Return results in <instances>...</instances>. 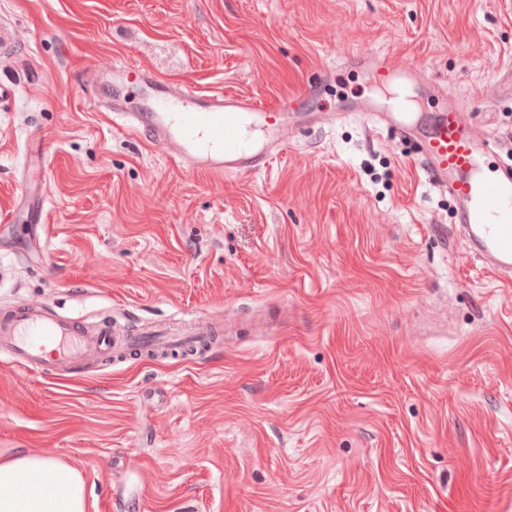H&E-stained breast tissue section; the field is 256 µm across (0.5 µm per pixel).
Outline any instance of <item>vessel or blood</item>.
Returning a JSON list of instances; mask_svg holds the SVG:
<instances>
[{
  "instance_id": "obj_1",
  "label": "vessel or blood",
  "mask_w": 512,
  "mask_h": 512,
  "mask_svg": "<svg viewBox=\"0 0 512 512\" xmlns=\"http://www.w3.org/2000/svg\"><path fill=\"white\" fill-rule=\"evenodd\" d=\"M110 71L113 81L130 77L153 92L150 104L134 112L113 98L112 111L122 117L117 131L166 144L177 167L237 177L264 169L294 142L291 97L267 106L240 94L199 92L123 63L113 64ZM373 71L377 83L387 89L386 101L379 110L361 106L362 116L418 143V160L430 181L447 188L455 202V222L469 255L479 258L501 282L511 283L512 167L487 165V158L497 152L496 140L478 133L454 102L443 104L427 126L399 121L420 85L418 65L399 66L383 56L375 58ZM143 343L140 336H113L105 324L87 328L40 304L22 303L0 312V352L8 351L10 362L27 371H69L76 361L126 352Z\"/></svg>"
}]
</instances>
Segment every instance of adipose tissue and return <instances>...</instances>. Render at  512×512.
Wrapping results in <instances>:
<instances>
[{
    "label": "adipose tissue",
    "instance_id": "1",
    "mask_svg": "<svg viewBox=\"0 0 512 512\" xmlns=\"http://www.w3.org/2000/svg\"><path fill=\"white\" fill-rule=\"evenodd\" d=\"M85 483L72 465L29 452L0 461V512H88Z\"/></svg>",
    "mask_w": 512,
    "mask_h": 512
}]
</instances>
